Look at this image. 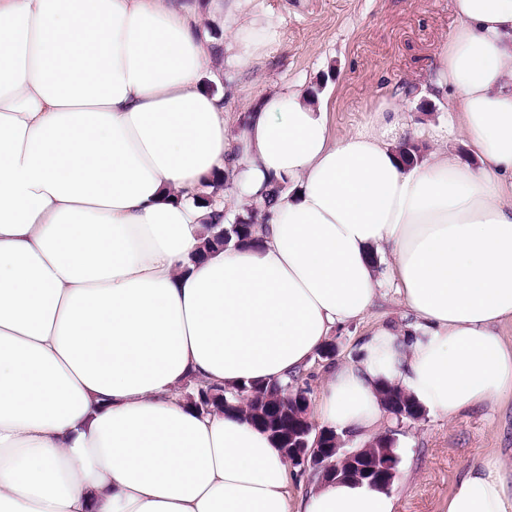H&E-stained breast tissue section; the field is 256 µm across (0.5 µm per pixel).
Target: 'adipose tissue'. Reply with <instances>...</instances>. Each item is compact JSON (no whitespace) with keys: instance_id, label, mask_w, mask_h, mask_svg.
Instances as JSON below:
<instances>
[{"instance_id":"obj_1","label":"adipose tissue","mask_w":512,"mask_h":512,"mask_svg":"<svg viewBox=\"0 0 512 512\" xmlns=\"http://www.w3.org/2000/svg\"><path fill=\"white\" fill-rule=\"evenodd\" d=\"M254 3L212 0L248 65L278 38ZM453 6L433 133L472 162L408 167L405 90L341 138L326 101L260 90L234 132L185 0H0V512H395L364 481L293 493L267 433L182 393L290 380L386 284L409 324L327 370L319 428L372 442L388 386L448 418L512 393V0ZM215 172L259 243L198 261ZM447 512H512L503 462L471 464Z\"/></svg>"}]
</instances>
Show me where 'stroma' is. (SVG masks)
I'll return each instance as SVG.
<instances>
[{
    "label": "stroma",
    "instance_id": "1",
    "mask_svg": "<svg viewBox=\"0 0 512 512\" xmlns=\"http://www.w3.org/2000/svg\"><path fill=\"white\" fill-rule=\"evenodd\" d=\"M200 33L217 52L205 70V84L224 93L229 118H236L255 86L284 85L324 94L334 136L368 125L371 111L391 88L410 89L421 125L445 121L428 96L434 53L457 26L452 0H259L261 11L278 23L279 37L253 66L230 61L223 49L224 15L210 0H192ZM403 307L386 290L362 323L330 336L300 375L297 389L316 401L328 366L348 360L357 341L376 323L401 327ZM384 433L395 439L399 456L391 486L398 512H446L448 494L463 469L495 453L512 462V395L494 409L474 408L446 418L422 411L419 418H395Z\"/></svg>",
    "mask_w": 512,
    "mask_h": 512
}]
</instances>
